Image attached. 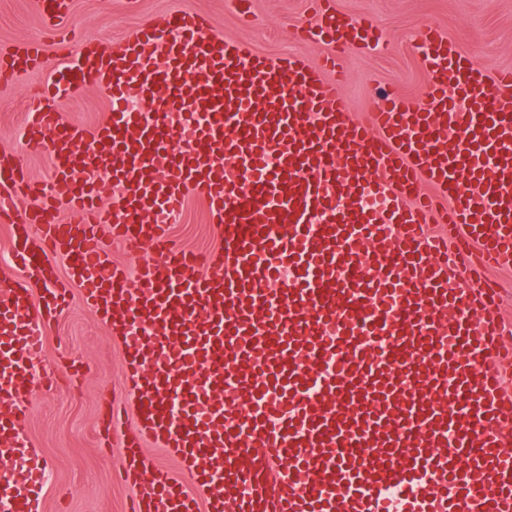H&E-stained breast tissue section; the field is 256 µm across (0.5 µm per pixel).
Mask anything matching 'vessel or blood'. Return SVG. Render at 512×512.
I'll return each mask as SVG.
<instances>
[{
    "instance_id": "obj_1",
    "label": "vessel or blood",
    "mask_w": 512,
    "mask_h": 512,
    "mask_svg": "<svg viewBox=\"0 0 512 512\" xmlns=\"http://www.w3.org/2000/svg\"><path fill=\"white\" fill-rule=\"evenodd\" d=\"M66 13L40 0L43 23ZM299 34L324 46L318 61L251 51L178 10L119 49L67 55L45 86L107 88L106 121L31 107L24 138L56 146L47 179L0 162L19 272L0 286L10 512L47 481L21 397L75 293L119 336L134 390L112 410L127 512H512V324L489 276L512 269V69L488 73L429 28L424 101L389 93L354 116L341 60L381 28L310 0ZM43 59L37 41L1 52L0 80ZM101 158L120 188L105 206ZM191 194L220 237L203 257L169 234ZM105 225L151 257L118 264ZM52 253L68 284L34 295ZM147 436L179 473L144 478Z\"/></svg>"
}]
</instances>
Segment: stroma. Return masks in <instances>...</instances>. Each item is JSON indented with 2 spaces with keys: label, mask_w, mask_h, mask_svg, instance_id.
Here are the masks:
<instances>
[{
  "label": "stroma",
  "mask_w": 512,
  "mask_h": 512,
  "mask_svg": "<svg viewBox=\"0 0 512 512\" xmlns=\"http://www.w3.org/2000/svg\"><path fill=\"white\" fill-rule=\"evenodd\" d=\"M334 6L348 16L374 20L387 40L384 48H356L343 59V92L352 112H363L385 90L414 101L423 98L427 74L416 44L428 26L446 33L484 70L512 69V0H334ZM176 10L205 13L217 32L264 54L313 59L319 53L296 34L307 19L306 0H254L247 20L237 15L232 0H72L65 23L78 37L70 48L117 44L136 27ZM28 40L42 43L45 60L42 69L0 83V159H17L33 178L42 179L47 155L28 144L21 130L32 97L58 65L56 44L39 20L35 0H0V49L9 51ZM50 106L64 120L93 125L108 118L112 102L106 89L75 86ZM171 232L198 253L220 243L205 205L194 196ZM44 333L42 363L60 381L50 388L33 386L27 396L25 431L48 477L37 512H125L132 490L115 478L124 465L121 440L102 439L109 403L130 396L121 343L77 298L47 322Z\"/></svg>",
  "instance_id": "obj_1"
}]
</instances>
